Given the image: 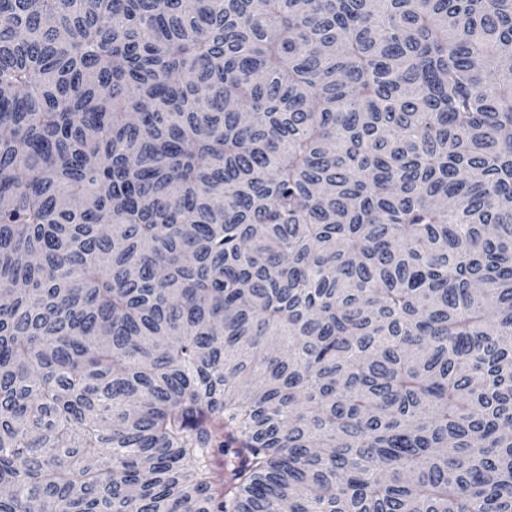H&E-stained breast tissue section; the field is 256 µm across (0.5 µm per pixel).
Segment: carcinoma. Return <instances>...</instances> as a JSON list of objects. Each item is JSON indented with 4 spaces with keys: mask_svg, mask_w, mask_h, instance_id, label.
Instances as JSON below:
<instances>
[{
    "mask_svg": "<svg viewBox=\"0 0 512 512\" xmlns=\"http://www.w3.org/2000/svg\"><path fill=\"white\" fill-rule=\"evenodd\" d=\"M1 487L512 512V0H0Z\"/></svg>",
    "mask_w": 512,
    "mask_h": 512,
    "instance_id": "cac0c4a2",
    "label": "carcinoma"
}]
</instances>
